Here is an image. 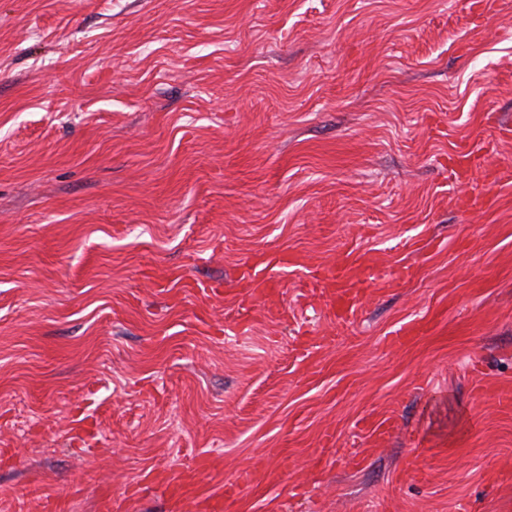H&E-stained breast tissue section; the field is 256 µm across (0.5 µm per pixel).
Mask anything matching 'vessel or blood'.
Masks as SVG:
<instances>
[{
    "mask_svg": "<svg viewBox=\"0 0 512 512\" xmlns=\"http://www.w3.org/2000/svg\"><path fill=\"white\" fill-rule=\"evenodd\" d=\"M484 150L482 147H462L450 153L448 164L452 175H460L475 169H482L488 183H497L502 173L494 168H483ZM294 257L285 253L273 254L260 261L245 265L237 274L235 293L241 304L267 295L280 288L275 269L294 264ZM312 284L329 283L333 289V303L328 313L330 319L349 321L356 317L364 296L377 285L378 279L372 272L370 263L354 255H346L335 264L318 267L311 278ZM429 323L420 319L402 325L390 335L395 345H407L426 333ZM203 462H196L192 468L183 470L181 475L162 472L158 480L163 487L166 512H228L243 489L260 484L269 486L279 482L281 473L274 470L260 475L250 472L240 474L231 483L215 491L201 490L196 477L203 469Z\"/></svg>",
    "mask_w": 512,
    "mask_h": 512,
    "instance_id": "1",
    "label": "vessel or blood"
}]
</instances>
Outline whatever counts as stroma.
<instances>
[{"label":"stroma","mask_w":512,"mask_h":512,"mask_svg":"<svg viewBox=\"0 0 512 512\" xmlns=\"http://www.w3.org/2000/svg\"><path fill=\"white\" fill-rule=\"evenodd\" d=\"M500 122L512 0L480 20L468 0H0V512H162L153 477L195 455L208 488L289 456L235 512H512V481L485 480L512 469ZM466 140L497 186L449 179ZM265 252L299 263L242 308ZM348 253L418 272L340 332L306 276ZM429 321L420 319L402 325L390 334V342L394 345H407L426 333Z\"/></svg>","instance_id":"obj_1"}]
</instances>
